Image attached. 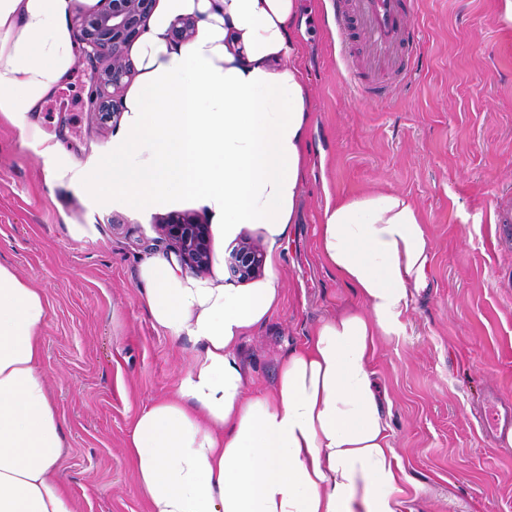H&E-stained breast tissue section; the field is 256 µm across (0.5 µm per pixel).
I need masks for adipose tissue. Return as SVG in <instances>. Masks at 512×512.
Here are the masks:
<instances>
[{
    "label": "adipose tissue",
    "mask_w": 512,
    "mask_h": 512,
    "mask_svg": "<svg viewBox=\"0 0 512 512\" xmlns=\"http://www.w3.org/2000/svg\"><path fill=\"white\" fill-rule=\"evenodd\" d=\"M73 0H0V113L21 145L55 152L27 119L74 66ZM198 19L187 43L168 38ZM299 0H158L133 48L138 75L112 152L83 188L148 213L190 200L218 240L288 239L310 165L311 100L297 62ZM318 243L360 307L324 320L279 367L270 396H246L236 354L281 293L276 273L244 287L199 280L175 260L140 265L153 321L199 346L177 395L149 406L128 442L150 512H401L370 360L422 284L429 241L398 191L326 206ZM41 293L0 263V512H77L56 476L64 441L39 369ZM196 28L197 20L194 17H181L171 24L169 37L176 44L185 43L194 37Z\"/></svg>",
    "instance_id": "1"
}]
</instances>
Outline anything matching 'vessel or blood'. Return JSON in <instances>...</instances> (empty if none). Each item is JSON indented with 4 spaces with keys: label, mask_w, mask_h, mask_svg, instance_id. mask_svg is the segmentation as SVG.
<instances>
[{
    "label": "vessel or blood",
    "mask_w": 512,
    "mask_h": 512,
    "mask_svg": "<svg viewBox=\"0 0 512 512\" xmlns=\"http://www.w3.org/2000/svg\"><path fill=\"white\" fill-rule=\"evenodd\" d=\"M333 19L343 45L363 43L367 56L360 61L345 56L350 85L359 95H387L377 78L384 74L404 82L412 74L409 56L420 42L412 18L411 0H331ZM483 433L502 443L512 438V402L498 394L484 401L480 416Z\"/></svg>",
    "instance_id": "obj_1"
}]
</instances>
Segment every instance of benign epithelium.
<instances>
[{
  "mask_svg": "<svg viewBox=\"0 0 512 512\" xmlns=\"http://www.w3.org/2000/svg\"><path fill=\"white\" fill-rule=\"evenodd\" d=\"M157 0H97L93 10L80 12L74 19L79 44L85 46V60L104 63L94 67L98 92L93 100V112L102 123H118L123 112L119 93L131 80L134 68L128 57V47L147 29ZM197 20L191 16L176 19L169 29L170 39L181 44L191 40ZM161 239L170 242L181 263L196 273L208 270L211 263L209 225L181 214L171 213L162 218ZM264 256L247 241L241 242L227 258L232 278L246 283L257 278Z\"/></svg>",
  "mask_w": 512,
  "mask_h": 512,
  "instance_id": "benign-epithelium-1",
  "label": "benign epithelium"
}]
</instances>
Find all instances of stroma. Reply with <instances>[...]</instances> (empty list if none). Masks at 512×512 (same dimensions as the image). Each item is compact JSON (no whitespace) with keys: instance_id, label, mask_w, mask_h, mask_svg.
<instances>
[{"instance_id":"1","label":"stroma","mask_w":512,"mask_h":512,"mask_svg":"<svg viewBox=\"0 0 512 512\" xmlns=\"http://www.w3.org/2000/svg\"><path fill=\"white\" fill-rule=\"evenodd\" d=\"M301 15L314 164L276 259L279 303L238 345L246 391L273 395L288 352L360 304L320 253L325 206L403 192L421 214L429 262L401 327L378 334L372 369L404 512H512V441L490 442L476 418L488 389L512 398V233L495 218L498 199L512 197V28L498 0H414L412 77L366 100L347 80L329 0H302ZM93 89L78 60L31 113L61 142L53 156L21 146L0 116V263L48 304L40 368L62 424L61 482L79 512H149L127 442L146 408L175 395L198 347L156 325L140 291L141 261L173 254L159 212L81 187L115 131L91 112ZM50 170L59 176L49 183Z\"/></svg>"}]
</instances>
